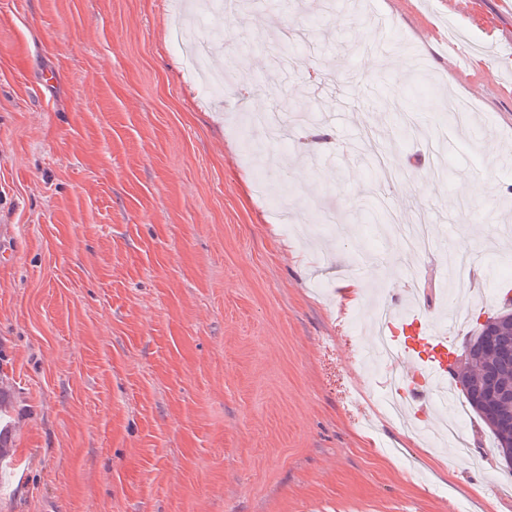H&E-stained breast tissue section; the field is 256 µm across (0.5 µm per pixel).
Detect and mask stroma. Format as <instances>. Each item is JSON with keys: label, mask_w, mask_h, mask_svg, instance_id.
<instances>
[{"label": "stroma", "mask_w": 512, "mask_h": 512, "mask_svg": "<svg viewBox=\"0 0 512 512\" xmlns=\"http://www.w3.org/2000/svg\"><path fill=\"white\" fill-rule=\"evenodd\" d=\"M178 2L0 0V372L22 471L0 512H512V470L464 398L465 452L434 448L356 362L374 300L446 302L449 250L487 255L455 344L512 288L494 208L512 170L495 200L466 194L512 150V11L255 0L195 19ZM232 51L239 76L213 93L197 72ZM447 96L470 121L430 180ZM275 106L290 135L261 165L250 118ZM379 210L434 225L415 267Z\"/></svg>", "instance_id": "stroma-1"}]
</instances>
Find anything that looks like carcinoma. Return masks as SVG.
I'll list each match as a JSON object with an SVG mask.
<instances>
[{
	"mask_svg": "<svg viewBox=\"0 0 512 512\" xmlns=\"http://www.w3.org/2000/svg\"><path fill=\"white\" fill-rule=\"evenodd\" d=\"M467 366L454 377L469 389L467 403L496 441L501 457H512V312L500 313L488 332L468 340Z\"/></svg>",
	"mask_w": 512,
	"mask_h": 512,
	"instance_id": "carcinoma-1",
	"label": "carcinoma"
}]
</instances>
